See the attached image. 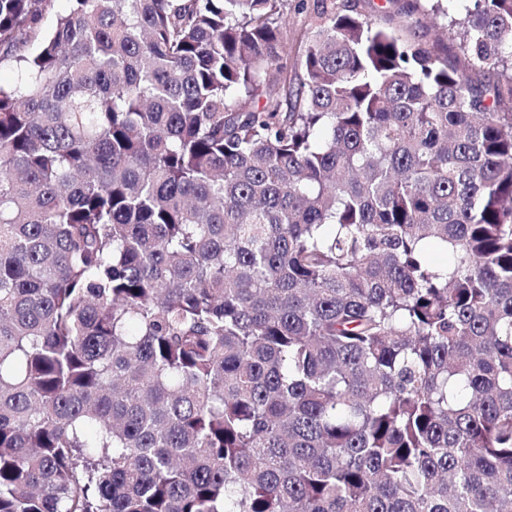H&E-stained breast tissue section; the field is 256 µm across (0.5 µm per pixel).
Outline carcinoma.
<instances>
[{
  "label": "carcinoma",
  "instance_id": "carcinoma-1",
  "mask_svg": "<svg viewBox=\"0 0 512 512\" xmlns=\"http://www.w3.org/2000/svg\"><path fill=\"white\" fill-rule=\"evenodd\" d=\"M55 2L0 0V512H512V0H318L291 66L288 0Z\"/></svg>",
  "mask_w": 512,
  "mask_h": 512
}]
</instances>
